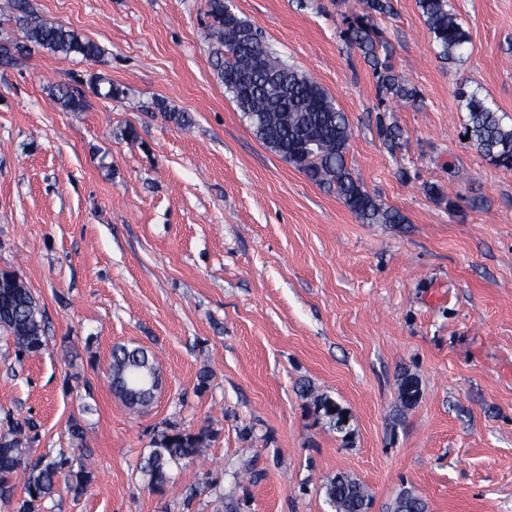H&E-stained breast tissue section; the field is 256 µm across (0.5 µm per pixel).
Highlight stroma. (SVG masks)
I'll return each mask as SVG.
<instances>
[{"instance_id": "1", "label": "stroma", "mask_w": 512, "mask_h": 512, "mask_svg": "<svg viewBox=\"0 0 512 512\" xmlns=\"http://www.w3.org/2000/svg\"><path fill=\"white\" fill-rule=\"evenodd\" d=\"M23 3L0 0V40L24 44L32 13L102 49L0 66V272L30 288L47 336L22 355L0 329V436L30 420L36 452L93 451L86 491L42 512H334L323 486L339 472L371 512L404 488L428 512H512V168L465 141L455 94L480 90L512 123V0H450L469 34L451 64L417 0H391L376 23L419 96L384 103L340 36L358 0H233L345 112L347 162L401 224L361 223L256 139L212 65L206 0ZM91 73L119 96L64 110L53 88ZM118 344L154 355L148 409L112 392ZM168 423L210 442L156 493L140 467Z\"/></svg>"}]
</instances>
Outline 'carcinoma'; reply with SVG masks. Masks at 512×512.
Segmentation results:
<instances>
[{
	"label": "carcinoma",
	"instance_id": "obj_1",
	"mask_svg": "<svg viewBox=\"0 0 512 512\" xmlns=\"http://www.w3.org/2000/svg\"><path fill=\"white\" fill-rule=\"evenodd\" d=\"M361 13L352 16L343 40L357 48L376 79L381 101H411L415 87L396 74L389 43L374 19L391 12L390 0H360ZM440 58L454 61L469 42V36L452 11L449 0H417ZM211 18L209 38L215 47V68L224 89L248 120L256 138L271 152L294 165L311 181L336 193L344 205L364 224H401L403 215L379 203L352 174L346 162L351 128L345 113L336 107L325 89L312 77L283 61L261 37L258 28L227 10L224 0H208ZM25 40L41 49L66 57L74 54L94 59L101 53L92 40L73 29L29 18ZM106 92H101L102 86ZM112 97L119 89L98 73L87 81L64 83L53 96L63 109L82 112L88 105L84 87ZM457 97L467 112L465 136L478 154L491 163L512 167V124L503 122L499 111L476 90L461 87ZM0 328L13 337L22 352L36 353L46 346L45 312L26 283L10 275L9 287L0 289ZM136 365L146 374L155 373L147 349L118 345L111 354V372L116 392L128 404L146 406L152 396L126 391L122 376ZM317 410L337 427L345 424L342 410L331 398H314ZM209 434L167 424L154 441V448L141 466L147 488L160 492L169 482L172 462L195 459L208 448ZM30 440L22 437V426L11 436L0 438V501L14 506L13 512H39L42 502L54 496L59 486L81 493L91 478L90 464L60 453L35 455ZM22 490H17V487ZM325 496L335 512H368L371 497L355 477L340 472L324 485ZM390 512H427L426 502L413 491L402 489Z\"/></svg>",
	"mask_w": 512,
	"mask_h": 512
}]
</instances>
